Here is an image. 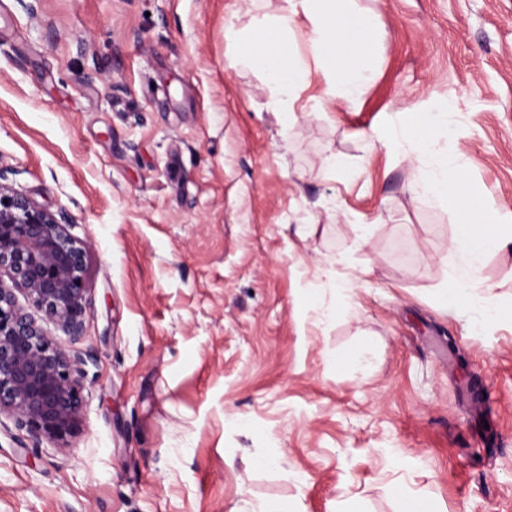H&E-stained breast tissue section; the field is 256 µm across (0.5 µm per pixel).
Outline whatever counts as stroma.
Returning <instances> with one entry per match:
<instances>
[{
	"label": "stroma",
	"mask_w": 512,
	"mask_h": 512,
	"mask_svg": "<svg viewBox=\"0 0 512 512\" xmlns=\"http://www.w3.org/2000/svg\"><path fill=\"white\" fill-rule=\"evenodd\" d=\"M356 4L374 78L348 110L312 72L284 128L233 64L279 0H0V182L87 242L90 288L80 426L0 417V512H512V323L436 301L455 216L368 138L455 92L438 144L512 220V0ZM480 277L512 302V251Z\"/></svg>",
	"instance_id": "35a3bbf8"
}]
</instances>
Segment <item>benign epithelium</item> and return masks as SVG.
Instances as JSON below:
<instances>
[{
    "mask_svg": "<svg viewBox=\"0 0 512 512\" xmlns=\"http://www.w3.org/2000/svg\"><path fill=\"white\" fill-rule=\"evenodd\" d=\"M85 244L50 211L0 183V415L35 442L67 447L82 416L84 358L18 305L42 310L68 337L83 334Z\"/></svg>",
    "mask_w": 512,
    "mask_h": 512,
    "instance_id": "obj_1",
    "label": "benign epithelium"
}]
</instances>
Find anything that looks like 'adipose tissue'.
Listing matches in <instances>:
<instances>
[{
  "label": "adipose tissue",
  "instance_id": "1",
  "mask_svg": "<svg viewBox=\"0 0 512 512\" xmlns=\"http://www.w3.org/2000/svg\"><path fill=\"white\" fill-rule=\"evenodd\" d=\"M300 26L308 43L304 53L292 42ZM379 44L373 16L355 9L354 0H282L238 38L235 63L264 75L268 109L285 124L314 69L323 78V100L353 108L374 74Z\"/></svg>",
  "mask_w": 512,
  "mask_h": 512
}]
</instances>
